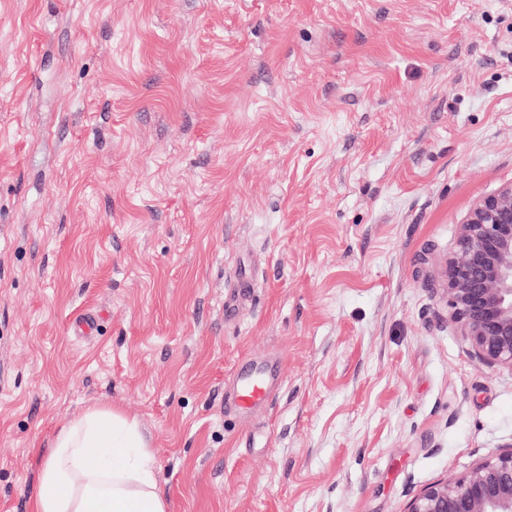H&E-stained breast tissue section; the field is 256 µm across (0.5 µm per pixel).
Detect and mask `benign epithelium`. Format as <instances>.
<instances>
[{"label": "benign epithelium", "instance_id": "benign-epithelium-1", "mask_svg": "<svg viewBox=\"0 0 512 512\" xmlns=\"http://www.w3.org/2000/svg\"><path fill=\"white\" fill-rule=\"evenodd\" d=\"M451 321L473 355L512 370V185L475 205L446 265ZM405 512H512V450L423 488Z\"/></svg>", "mask_w": 512, "mask_h": 512}]
</instances>
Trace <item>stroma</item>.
Here are the masks:
<instances>
[{
    "label": "stroma",
    "mask_w": 512,
    "mask_h": 512,
    "mask_svg": "<svg viewBox=\"0 0 512 512\" xmlns=\"http://www.w3.org/2000/svg\"><path fill=\"white\" fill-rule=\"evenodd\" d=\"M511 184L512 0H0V512L107 404L169 512H404L503 452L445 266ZM233 378L235 404L240 411L248 412L270 402L280 371L271 364H248L237 370Z\"/></svg>",
    "instance_id": "stroma-1"
}]
</instances>
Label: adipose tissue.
<instances>
[{"label":"adipose tissue","instance_id":"adipose-tissue-1","mask_svg":"<svg viewBox=\"0 0 512 512\" xmlns=\"http://www.w3.org/2000/svg\"><path fill=\"white\" fill-rule=\"evenodd\" d=\"M30 512H169L136 419L92 407L50 444Z\"/></svg>","mask_w":512,"mask_h":512}]
</instances>
